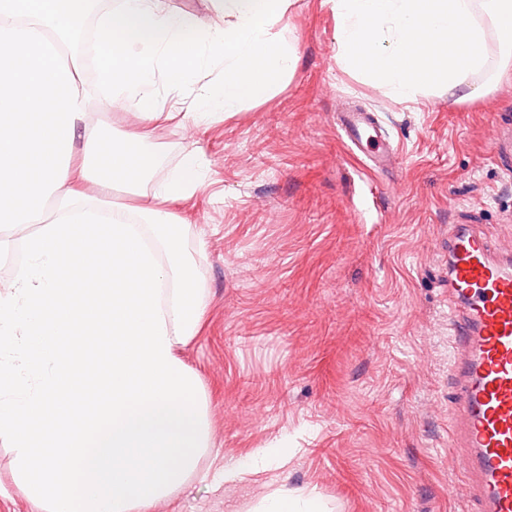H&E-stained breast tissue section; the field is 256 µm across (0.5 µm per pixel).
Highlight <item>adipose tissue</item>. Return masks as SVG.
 <instances>
[{
	"label": "adipose tissue",
	"mask_w": 512,
	"mask_h": 512,
	"mask_svg": "<svg viewBox=\"0 0 512 512\" xmlns=\"http://www.w3.org/2000/svg\"><path fill=\"white\" fill-rule=\"evenodd\" d=\"M340 65L399 99L431 86L473 100L467 78L499 46L496 78L512 80V0H332ZM205 25L161 0H118L96 26L99 81L128 102L139 133L108 136L92 119L76 70L59 60L89 0H0V224L27 227L26 265L0 284V438L14 449L17 485L40 512H151L197 474L211 446L208 396L178 355L199 333L210 297L173 230V205L199 180L185 152L153 189L160 206H112L114 185L139 190L152 166L142 142L171 120L163 87L189 90L182 123L237 112L264 98L297 64L273 29L289 0H209ZM62 121L44 122V108ZM93 184L85 200L79 187ZM111 256V288L74 296L58 267L82 276ZM108 328V366L78 357ZM46 418L53 449L32 450L29 419Z\"/></svg>",
	"instance_id": "adipose-tissue-1"
}]
</instances>
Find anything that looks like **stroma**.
Wrapping results in <instances>:
<instances>
[{
    "label": "stroma",
    "instance_id": "obj_1",
    "mask_svg": "<svg viewBox=\"0 0 512 512\" xmlns=\"http://www.w3.org/2000/svg\"><path fill=\"white\" fill-rule=\"evenodd\" d=\"M275 32L298 61L263 101L199 127L160 123L142 144L154 181L201 152V182L176 213L185 250L204 236L211 294L180 351L209 396V475L154 512H239L282 487L315 491L325 512H465L448 455V230L512 239V152L497 158L512 83L472 102L442 87L399 100L339 65L331 0H291ZM69 56L105 130L139 131L124 100H101L83 39ZM349 108L378 113L389 172L340 137ZM277 447L291 451L284 467L225 485V461ZM0 512H38L4 439Z\"/></svg>",
    "mask_w": 512,
    "mask_h": 512
}]
</instances>
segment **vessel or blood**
<instances>
[{
	"label": "vessel or blood",
	"instance_id": "1",
	"mask_svg": "<svg viewBox=\"0 0 512 512\" xmlns=\"http://www.w3.org/2000/svg\"><path fill=\"white\" fill-rule=\"evenodd\" d=\"M347 146L386 170L394 148L371 112L339 115ZM448 324L452 332L448 453L452 488L468 512H512V248L473 224L448 235Z\"/></svg>",
	"mask_w": 512,
	"mask_h": 512
}]
</instances>
